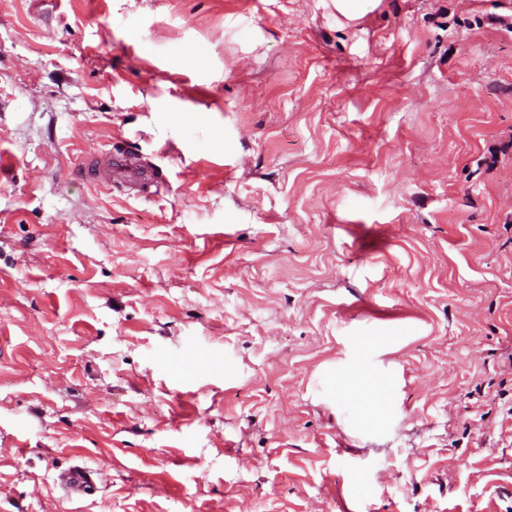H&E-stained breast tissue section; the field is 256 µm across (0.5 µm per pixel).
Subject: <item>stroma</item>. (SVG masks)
Masks as SVG:
<instances>
[{"instance_id": "35a3bbf8", "label": "stroma", "mask_w": 512, "mask_h": 512, "mask_svg": "<svg viewBox=\"0 0 512 512\" xmlns=\"http://www.w3.org/2000/svg\"><path fill=\"white\" fill-rule=\"evenodd\" d=\"M509 13L0 0V512H512ZM82 179L105 185L121 187L137 198L149 199L151 192L146 193L145 187L157 186L161 182L159 172L141 164L135 156L128 153L112 154V149L103 151L92 159L81 171ZM61 485L68 495H90L93 490L91 474L81 468L72 469L61 476Z\"/></svg>"}]
</instances>
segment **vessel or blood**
I'll return each mask as SVG.
<instances>
[{
	"instance_id": "1",
	"label": "vessel or blood",
	"mask_w": 512,
	"mask_h": 512,
	"mask_svg": "<svg viewBox=\"0 0 512 512\" xmlns=\"http://www.w3.org/2000/svg\"><path fill=\"white\" fill-rule=\"evenodd\" d=\"M81 177L99 185L126 189L138 198L144 196L147 186L161 181L156 169L141 164L135 156L108 150L92 159L82 170ZM61 485L67 494L74 496L88 495L93 490L90 473L81 468L64 473Z\"/></svg>"
}]
</instances>
